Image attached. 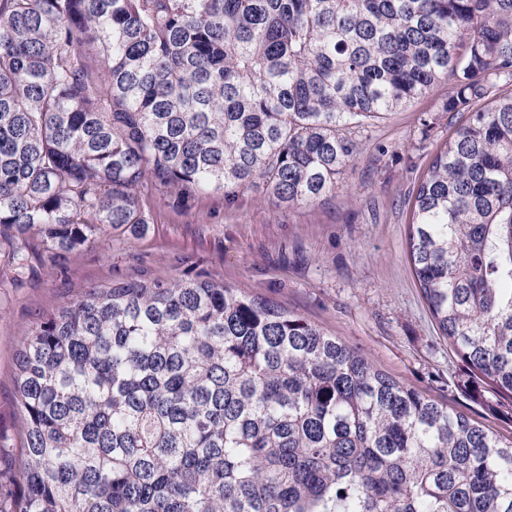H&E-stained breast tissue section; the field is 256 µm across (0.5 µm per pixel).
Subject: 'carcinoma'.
<instances>
[{
    "label": "carcinoma",
    "instance_id": "1",
    "mask_svg": "<svg viewBox=\"0 0 512 512\" xmlns=\"http://www.w3.org/2000/svg\"><path fill=\"white\" fill-rule=\"evenodd\" d=\"M450 87L409 257L512 405V0H0V239L62 258L149 223L146 177L277 205L352 134ZM0 512H512V438L272 301L209 279L62 296L14 358Z\"/></svg>",
    "mask_w": 512,
    "mask_h": 512
}]
</instances>
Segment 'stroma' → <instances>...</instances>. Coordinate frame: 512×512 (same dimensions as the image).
Returning a JSON list of instances; mask_svg holds the SVG:
<instances>
[{
    "instance_id": "35a3bbf8",
    "label": "stroma",
    "mask_w": 512,
    "mask_h": 512,
    "mask_svg": "<svg viewBox=\"0 0 512 512\" xmlns=\"http://www.w3.org/2000/svg\"><path fill=\"white\" fill-rule=\"evenodd\" d=\"M447 85L356 134L335 196L278 206L261 186L177 199L145 180L151 222L99 238L51 265L41 244L26 269L0 265V445L17 431L14 353L35 314L64 294L128 280L199 274L270 299L357 347L428 398L512 437V416L459 386L460 359L439 333L408 256V199L437 147L466 120L442 112Z\"/></svg>"
}]
</instances>
